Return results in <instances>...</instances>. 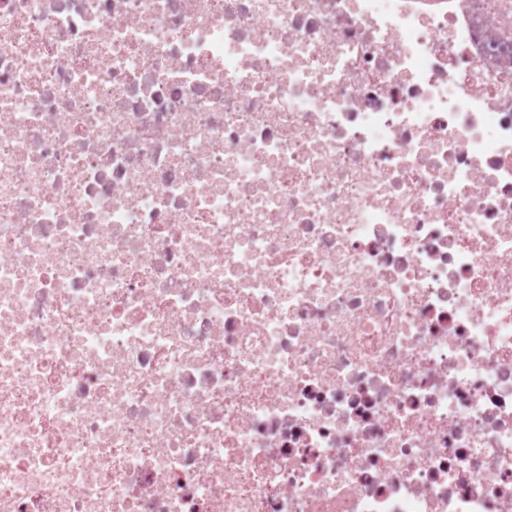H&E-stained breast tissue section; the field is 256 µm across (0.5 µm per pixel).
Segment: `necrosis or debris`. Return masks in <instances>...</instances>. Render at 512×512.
I'll use <instances>...</instances> for the list:
<instances>
[{"label":"necrosis or debris","instance_id":"necrosis-or-debris-1","mask_svg":"<svg viewBox=\"0 0 512 512\" xmlns=\"http://www.w3.org/2000/svg\"><path fill=\"white\" fill-rule=\"evenodd\" d=\"M0 512H512V0H0Z\"/></svg>","mask_w":512,"mask_h":512}]
</instances>
